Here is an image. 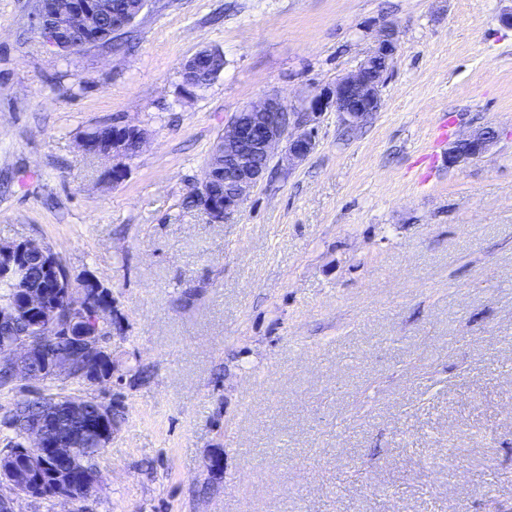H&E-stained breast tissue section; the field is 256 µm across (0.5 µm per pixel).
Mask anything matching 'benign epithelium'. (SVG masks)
<instances>
[{
    "instance_id": "benign-epithelium-1",
    "label": "benign epithelium",
    "mask_w": 512,
    "mask_h": 512,
    "mask_svg": "<svg viewBox=\"0 0 512 512\" xmlns=\"http://www.w3.org/2000/svg\"><path fill=\"white\" fill-rule=\"evenodd\" d=\"M146 5L147 0H131L126 12L114 15L110 0H40L34 23L51 46L61 51H74L78 46L74 45L73 37H81L87 45L100 44L107 37L106 28L102 27L105 17L112 16L114 27L130 25ZM397 50L395 30L387 27L359 68L315 91L303 101V111L288 112L279 100L269 98L235 113L205 169L199 187L201 211L213 222L231 216L264 178L256 158L272 157L282 143L285 144L283 160L288 165L306 159L316 146L314 124L326 110H334L345 127L365 125L380 108L381 88ZM202 59L208 60L210 68L217 73L224 69V55L217 49L199 51L186 59L181 66L182 87L190 94L200 90ZM147 139L148 134L135 126L116 125L111 141L83 137L79 147L92 157L130 159L139 153ZM496 139L497 131L487 126L457 140L448 150V166L481 157ZM40 250L41 245L31 239L0 245V279L11 284L21 304L19 309L0 306V327H13L21 310L25 309L39 313L40 319L67 336L75 318L97 307L104 285L89 275L73 277L56 255H45L43 259L50 279L68 288L64 307L50 305L47 288L33 283L26 272L24 257ZM99 360L98 344L87 336L70 338V346L64 352L52 342L33 335L0 345V364L31 388L44 374L60 381L80 374L90 378L88 387H97L99 381L93 376ZM85 407V399L72 397L42 408L41 414L33 419L24 415L18 419L21 447L28 454L31 469H37L45 451L58 455L54 498L69 505L68 512H83L84 497L71 492L68 471L70 463L76 462L73 449L81 444ZM0 485L7 489L0 493V512H14V494L26 485L25 478L0 475Z\"/></svg>"
}]
</instances>
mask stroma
<instances>
[{
    "label": "stroma",
    "instance_id": "1",
    "mask_svg": "<svg viewBox=\"0 0 512 512\" xmlns=\"http://www.w3.org/2000/svg\"><path fill=\"white\" fill-rule=\"evenodd\" d=\"M37 2L0 0V244L43 242L115 300L113 381L66 386L126 413L85 512L512 507V0H149L130 48L75 52ZM388 26L366 125L324 112L223 223L182 209L235 112L300 111ZM204 48L224 69L190 96ZM444 120L498 138L451 168ZM115 121L149 140L113 185L79 140ZM207 59L210 68L219 75L224 69V55L218 49H209L199 51L190 58L186 59L181 66L182 87L188 94H193L200 90L201 80L199 77L200 62L199 59Z\"/></svg>",
    "mask_w": 512,
    "mask_h": 512
}]
</instances>
